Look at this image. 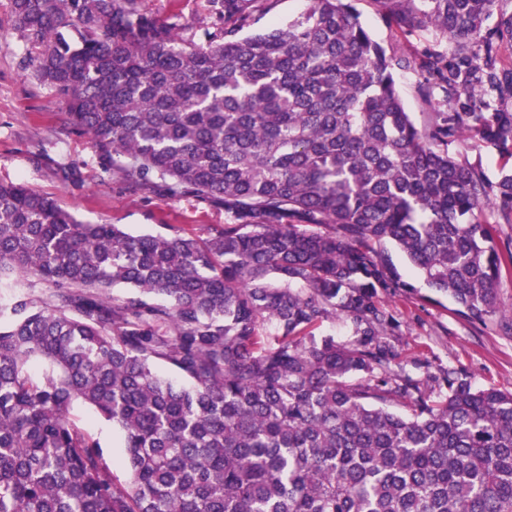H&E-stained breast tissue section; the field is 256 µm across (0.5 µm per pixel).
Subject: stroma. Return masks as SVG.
<instances>
[{"label": "stroma", "mask_w": 512, "mask_h": 512, "mask_svg": "<svg viewBox=\"0 0 512 512\" xmlns=\"http://www.w3.org/2000/svg\"><path fill=\"white\" fill-rule=\"evenodd\" d=\"M154 16L178 26L181 37L200 38L216 31L206 0H147ZM360 19L388 54L400 57L425 49L447 51L448 40L427 28L410 36L392 30L375 0H358ZM28 47L20 38L10 0H0V182L22 183L53 198L62 208L91 224H118L138 235L155 232L159 225L178 224L198 233L229 222L223 205L186 194L168 198L160 191L136 189L123 172L102 159L88 137L65 128L62 106L54 93L34 78L22 77L20 63ZM396 85L417 126L430 123L433 113L448 111L439 88L422 95L418 72L395 70ZM455 150L462 160L497 182L502 169L512 168L493 147L465 140ZM393 260L414 292L382 297L400 323L390 342L400 352L406 371L427 379L451 370L463 373L476 387L512 392V320L501 315L471 323L460 317L448 298L433 296L419 274L403 259ZM71 416L100 439L106 461L118 482L128 478L121 436L82 402Z\"/></svg>", "instance_id": "stroma-1"}]
</instances>
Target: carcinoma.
Masks as SVG:
<instances>
[{
    "instance_id": "cac0c4a2",
    "label": "carcinoma",
    "mask_w": 512,
    "mask_h": 512,
    "mask_svg": "<svg viewBox=\"0 0 512 512\" xmlns=\"http://www.w3.org/2000/svg\"><path fill=\"white\" fill-rule=\"evenodd\" d=\"M355 2L242 36L269 0H208L224 29L198 43L143 0H11L64 124L134 185L231 223L133 235L0 183V512H512V392L405 374L378 303L413 288L391 245L459 315L500 311L512 251L491 209L512 219V171L493 186L450 146L512 158V11L374 0L454 43L410 61ZM412 65L450 107L422 128L393 77ZM338 318L349 339H315ZM76 401L121 430L127 482Z\"/></svg>"
}]
</instances>
